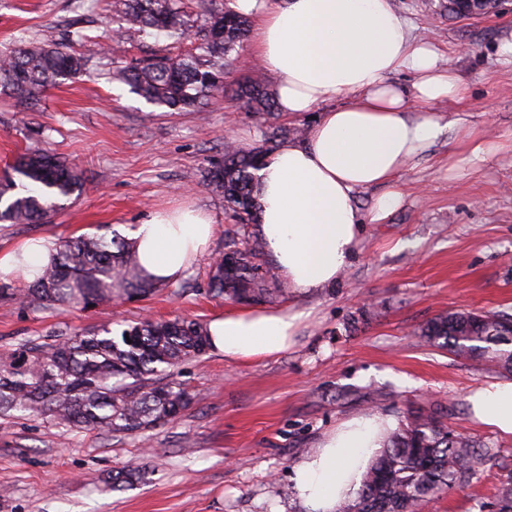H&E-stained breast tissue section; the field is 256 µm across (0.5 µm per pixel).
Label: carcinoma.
Instances as JSON below:
<instances>
[{
  "instance_id": "carcinoma-1",
  "label": "carcinoma",
  "mask_w": 512,
  "mask_h": 512,
  "mask_svg": "<svg viewBox=\"0 0 512 512\" xmlns=\"http://www.w3.org/2000/svg\"><path fill=\"white\" fill-rule=\"evenodd\" d=\"M123 25L108 40L129 30L196 48L176 56L151 57L112 71V79L164 111H193L224 95L225 69L249 32V20L229 6L211 2L202 20L184 10L183 0H113ZM86 39L71 25L67 42L32 41L0 54V92L21 112L35 106L37 94L87 69L88 60L72 46ZM246 107L268 121L265 148L247 149L224 141L222 158L206 172V181L224 194V207L239 224L258 221V176L262 158L276 142L302 130L271 122L277 107L261 79L236 87ZM81 172L65 158L38 146L19 155L12 174L0 181V222L37 224L57 200L80 191ZM277 279L257 235L244 246L229 236L224 253L213 259L209 292L256 303L274 294ZM158 286L141 273L133 245L116 234L85 235L62 242L51 263L30 282L25 300L32 304L86 309L150 294ZM426 342L475 362H493L512 372V315L499 312H450L420 329ZM210 347L207 324L199 320L145 319L118 336L101 327L62 340L30 342L0 358V414L49 415L69 428L103 433H142L178 416L195 396L174 378L185 361ZM495 451L448 431L436 412L421 408L410 423L385 440L362 473L353 497L340 512H423L435 497L469 486L477 468ZM491 512H512V472L501 483Z\"/></svg>"
}]
</instances>
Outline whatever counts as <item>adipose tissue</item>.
<instances>
[{
	"label": "adipose tissue",
	"mask_w": 512,
	"mask_h": 512,
	"mask_svg": "<svg viewBox=\"0 0 512 512\" xmlns=\"http://www.w3.org/2000/svg\"><path fill=\"white\" fill-rule=\"evenodd\" d=\"M252 18L254 53L275 76L278 110L289 118L317 111L301 141L281 144L259 169L261 233L279 276L294 294L338 283L363 240L366 222L402 202L400 173L444 134L472 155L490 153L480 133L433 107L463 101L468 87L415 42L392 0H235ZM414 74L412 93L391 82ZM375 188L369 214L358 191ZM213 220L191 207L153 212L131 233L142 273L158 284L179 280L208 248ZM54 254L39 240L0 254V275L34 278ZM304 312L224 313L208 325L212 351L231 362L270 358L291 345ZM481 424L512 435V382L473 390ZM397 426L393 416L344 420L294 469L293 488L307 512H337L373 453Z\"/></svg>",
	"instance_id": "ef3b65f1"
}]
</instances>
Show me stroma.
<instances>
[{
    "label": "stroma",
    "instance_id": "stroma-1",
    "mask_svg": "<svg viewBox=\"0 0 512 512\" xmlns=\"http://www.w3.org/2000/svg\"><path fill=\"white\" fill-rule=\"evenodd\" d=\"M415 40L427 41L469 88L437 114L477 128L494 154L477 158L454 139L433 145L400 175L402 205L367 224L360 252L331 288L277 292L269 310L310 316L294 344L269 359L230 362L207 352L177 370L195 396L176 419L139 434L69 430L51 417H0V512H305L292 471L337 422L368 413L407 423L435 407L449 431L496 449L472 484L433 500L426 512H479L512 472V435L471 420L467 395L511 375L424 343L420 328L448 311L512 315V64L499 47L512 38V0L487 15L458 18L448 0H393ZM90 39L89 70L46 88L32 111L0 94V173L30 146L66 158L82 188L41 224H1L0 251L30 238L59 243L110 226L121 236L160 208L184 203L210 215L217 231L178 283L119 305L62 311L20 296L26 279L0 277V356L29 341L111 326L120 334L143 318L210 322L238 305L212 296L210 264L238 225L204 172L232 139L264 143L262 120L234 89L265 78L251 42L228 67L224 96L190 112H165L113 81L125 62L181 53L179 45L136 31L121 53L101 33L118 27L111 0L79 14L75 0H0V52L31 40L63 42L71 19ZM372 387L386 390L366 404ZM145 467L147 478L115 490L112 473Z\"/></svg>",
    "mask_w": 512,
    "mask_h": 512
}]
</instances>
